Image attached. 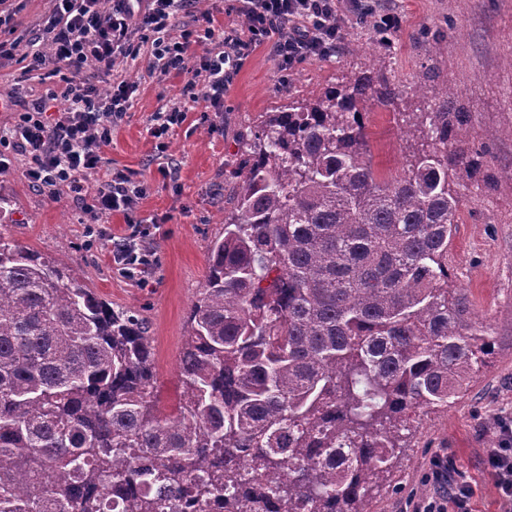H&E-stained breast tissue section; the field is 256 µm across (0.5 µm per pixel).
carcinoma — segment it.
Listing matches in <instances>:
<instances>
[{
	"instance_id": "cac0c4a2",
	"label": "carcinoma",
	"mask_w": 512,
	"mask_h": 512,
	"mask_svg": "<svg viewBox=\"0 0 512 512\" xmlns=\"http://www.w3.org/2000/svg\"><path fill=\"white\" fill-rule=\"evenodd\" d=\"M364 72L269 112L241 139L234 207L209 246L159 408L147 320L68 263L0 239V512H367L420 408L446 410L495 350L448 244L479 172L448 89L402 171L374 169Z\"/></svg>"
}]
</instances>
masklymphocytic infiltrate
Masks as SVG:
<instances>
[{"mask_svg":"<svg viewBox=\"0 0 512 512\" xmlns=\"http://www.w3.org/2000/svg\"><path fill=\"white\" fill-rule=\"evenodd\" d=\"M25 2L0 0V59L23 49L37 63L62 66L68 77L61 94L36 101L0 134V173L9 170L12 156H28L30 182L54 200L85 201L96 218L85 227L87 238L110 240L113 267L139 282L158 265L150 246L156 227L137 217L146 185L120 171L110 172L90 196L82 183L86 174L100 169L112 129L138 90L135 81L117 74L120 63L149 47L161 71H183L188 89H201L206 108L220 112L243 60L263 44H270L281 70L288 71L335 55L348 20L385 35L399 27L379 0H239L236 11L246 21L245 30L214 31L209 13L202 11L174 37V22L191 0H53L40 41L24 48L9 34L22 22ZM59 98L64 106H56ZM115 212L124 214L130 232L111 240L102 220ZM497 427V444L487 449L486 465L499 498L512 505V414L501 415ZM428 479L438 493L409 501V512H471L467 476L461 471L456 482H449L447 458L434 460Z\"/></svg>","mask_w":512,"mask_h":512,"instance_id":"f902f5d3","label":"lymphocytic infiltrate"}]
</instances>
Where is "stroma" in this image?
Wrapping results in <instances>:
<instances>
[{"instance_id": "stroma-1", "label": "stroma", "mask_w": 512, "mask_h": 512, "mask_svg": "<svg viewBox=\"0 0 512 512\" xmlns=\"http://www.w3.org/2000/svg\"><path fill=\"white\" fill-rule=\"evenodd\" d=\"M381 4L401 19L388 43H380L369 26L352 22L335 56L298 64L285 74L269 46L258 47L235 77L223 111L186 102V119L171 127L162 150L150 133L152 118L181 99L187 76L160 72L146 51L120 64V72L139 87L86 189L94 191L115 169L147 185L138 214L160 225L153 241L159 264L148 282L113 269L109 243L87 244L84 226L90 215L33 187L25 156H16L10 170L0 174V196L10 200L12 210L0 223V239L69 257L100 298L117 309L140 311L151 327L160 402L173 411L186 316L205 279L209 244L223 229L220 219L241 156V133L288 101L316 99L325 88L372 69L403 89L390 103L370 98L362 104L374 163L379 171H394L423 141L419 132L404 137L406 113L433 111V91L448 88L469 112L473 141L484 145L483 166L494 176L490 182L476 176L452 184L463 207L448 247V284L475 296L476 317L493 328L496 351L448 409L416 412L402 435L398 467L369 489L367 507L369 512H402L408 498L434 495L436 488L424 474L435 456L447 455L471 478L474 512H501L483 451L497 441V414L512 411V0ZM23 67L17 60H0V98L30 103L65 86L64 71L54 65L27 78ZM427 72L431 95L412 94V83Z\"/></svg>"}]
</instances>
